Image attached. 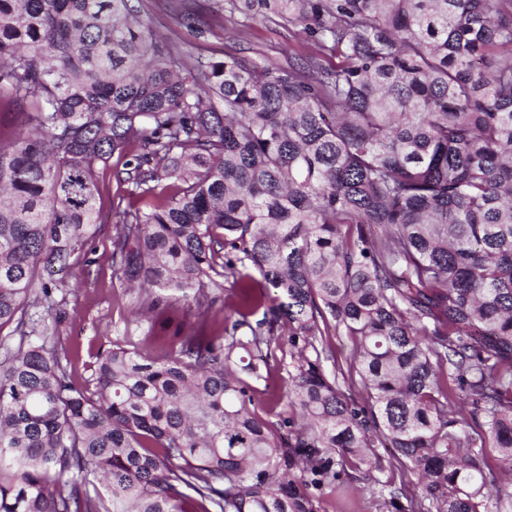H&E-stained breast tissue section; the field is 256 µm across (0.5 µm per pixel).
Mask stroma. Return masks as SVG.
<instances>
[{
    "label": "stroma",
    "mask_w": 512,
    "mask_h": 512,
    "mask_svg": "<svg viewBox=\"0 0 512 512\" xmlns=\"http://www.w3.org/2000/svg\"><path fill=\"white\" fill-rule=\"evenodd\" d=\"M209 3L210 0H142L143 16L160 33L188 41L192 35L180 25L179 16L187 10L195 11L197 23L208 30L205 47L219 57L245 53L285 65L315 53L313 42L303 40L294 27L257 20L244 28L228 17L215 16ZM122 168V160L115 157L109 169L99 174L97 206L103 231L72 257L70 268L54 276L60 289L53 297L65 313L57 350L68 357L74 381L79 385L90 377L98 352L121 345L155 355L167 346V332L179 328L203 336L219 334L223 319L234 317L238 302L237 290L229 280L222 287L207 288L208 297L218 300L217 306L208 310L189 308L172 299L164 308L152 312L146 293L126 290L122 275L111 260L112 206L126 195L125 185L115 177ZM291 366V350L283 336L276 358L270 363L267 381L258 384L254 393L257 415L270 424L299 419L285 396ZM378 491V484L358 477L344 487L324 489L319 495L318 512H380Z\"/></svg>",
    "instance_id": "35a3bbf8"
}]
</instances>
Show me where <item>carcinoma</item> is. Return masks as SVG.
<instances>
[{"mask_svg":"<svg viewBox=\"0 0 512 512\" xmlns=\"http://www.w3.org/2000/svg\"><path fill=\"white\" fill-rule=\"evenodd\" d=\"M139 2L0 0V107L29 126L0 134V512H317L347 468L384 470L378 443L423 487L382 512L512 507V0H214L329 67L206 55ZM115 155L141 202L112 226L125 287L231 276L241 304L216 336L99 353L78 387L49 274ZM285 331L297 427L251 410ZM333 333L364 406L323 367Z\"/></svg>","mask_w":512,"mask_h":512,"instance_id":"1","label":"carcinoma"}]
</instances>
